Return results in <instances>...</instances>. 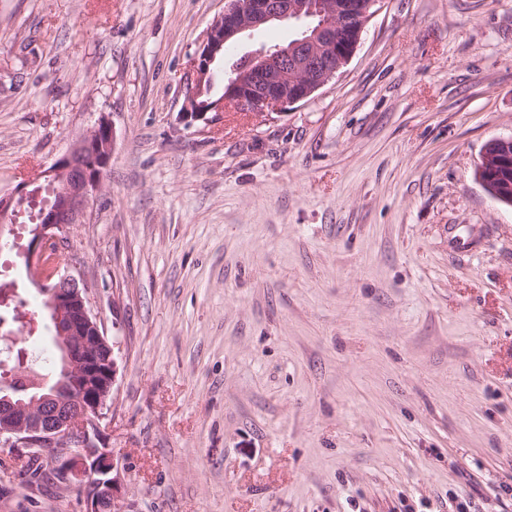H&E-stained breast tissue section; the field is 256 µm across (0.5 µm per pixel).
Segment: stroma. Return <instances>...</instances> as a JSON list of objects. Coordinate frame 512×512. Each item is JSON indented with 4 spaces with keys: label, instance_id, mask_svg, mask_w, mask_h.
<instances>
[{
    "label": "stroma",
    "instance_id": "obj_1",
    "mask_svg": "<svg viewBox=\"0 0 512 512\" xmlns=\"http://www.w3.org/2000/svg\"><path fill=\"white\" fill-rule=\"evenodd\" d=\"M224 0H0V197L107 117L70 274L114 343L100 441L127 512H512V0H383L347 65L268 116L186 125ZM0 228L30 363L57 367ZM0 480V512H86ZM497 146L493 153L486 154L484 157V177L487 181L493 180L501 169L512 166V135L509 137L496 138Z\"/></svg>",
    "mask_w": 512,
    "mask_h": 512
}]
</instances>
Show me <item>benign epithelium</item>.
<instances>
[{
  "label": "benign epithelium",
  "mask_w": 512,
  "mask_h": 512,
  "mask_svg": "<svg viewBox=\"0 0 512 512\" xmlns=\"http://www.w3.org/2000/svg\"><path fill=\"white\" fill-rule=\"evenodd\" d=\"M380 0H225L224 13L206 31L194 68L185 77L190 93L183 120L210 124L229 108L270 114L308 101L349 62L361 33ZM312 20L302 38L274 51L246 52L230 66V77L216 99L198 102L212 86L213 67L248 32L276 21ZM111 123L101 118L43 176L54 199L43 212L27 250L35 280L54 282L46 304L59 351L61 375L52 389L26 400L0 396V443L23 448V457L50 452L62 480L85 489L87 512H125L118 494L120 473L113 452L98 446L101 422L117 375L114 345L88 306L86 288L68 274L65 258L52 245L71 226L84 222L93 194L102 186L112 160ZM512 166V135L500 137L484 157L490 181Z\"/></svg>",
  "instance_id": "benign-epithelium-1"
}]
</instances>
